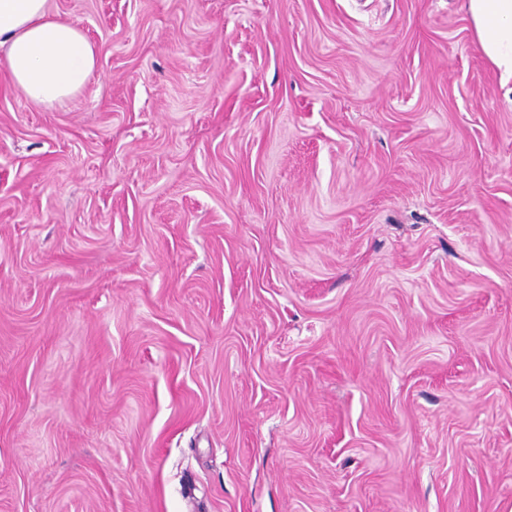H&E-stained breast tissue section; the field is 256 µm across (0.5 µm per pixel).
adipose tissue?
<instances>
[{"label": "adipose tissue", "mask_w": 512, "mask_h": 512, "mask_svg": "<svg viewBox=\"0 0 512 512\" xmlns=\"http://www.w3.org/2000/svg\"><path fill=\"white\" fill-rule=\"evenodd\" d=\"M466 8L501 85H512V0H466ZM95 68L92 44L51 15L47 0H0V74L26 100L65 103L87 86Z\"/></svg>", "instance_id": "ef3b65f1"}]
</instances>
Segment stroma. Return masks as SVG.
I'll list each match as a JSON object with an SVG mask.
<instances>
[{"mask_svg": "<svg viewBox=\"0 0 512 512\" xmlns=\"http://www.w3.org/2000/svg\"><path fill=\"white\" fill-rule=\"evenodd\" d=\"M0 80V512H512V90L466 0H48ZM95 68L92 44L51 15L47 0H0V74L26 100L64 104L87 86Z\"/></svg>", "mask_w": 512, "mask_h": 512, "instance_id": "stroma-1", "label": "stroma"}]
</instances>
